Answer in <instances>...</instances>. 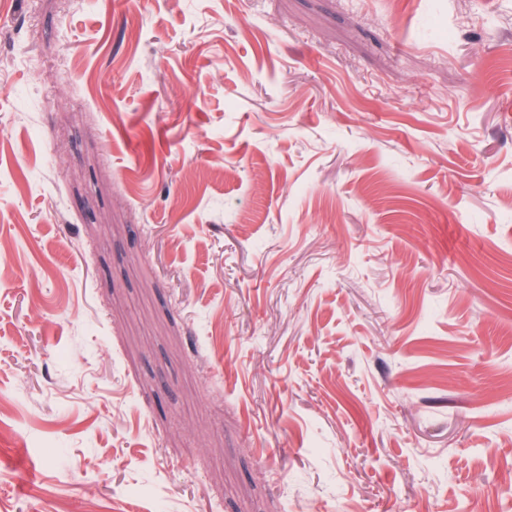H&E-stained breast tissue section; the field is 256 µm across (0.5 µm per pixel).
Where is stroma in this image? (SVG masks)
Returning a JSON list of instances; mask_svg holds the SVG:
<instances>
[{"mask_svg": "<svg viewBox=\"0 0 512 512\" xmlns=\"http://www.w3.org/2000/svg\"><path fill=\"white\" fill-rule=\"evenodd\" d=\"M512 0H0V512H512Z\"/></svg>", "mask_w": 512, "mask_h": 512, "instance_id": "1", "label": "stroma"}]
</instances>
